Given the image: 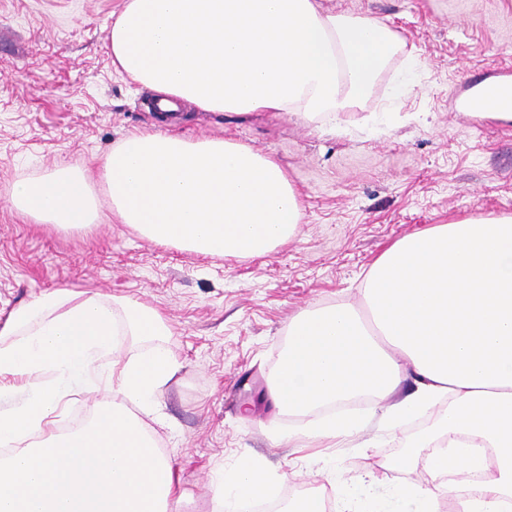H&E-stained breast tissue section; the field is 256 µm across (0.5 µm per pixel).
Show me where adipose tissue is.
<instances>
[{"instance_id":"ef3b65f1","label":"adipose tissue","mask_w":512,"mask_h":512,"mask_svg":"<svg viewBox=\"0 0 512 512\" xmlns=\"http://www.w3.org/2000/svg\"><path fill=\"white\" fill-rule=\"evenodd\" d=\"M115 69L156 99L214 114L333 117L355 107L403 46L382 22L320 0H124L110 32ZM9 206L38 224L86 229L111 210L148 240L211 257H254L293 237L302 205L284 168L224 139L132 134L101 163L99 182L58 164L10 184ZM363 308L299 312L271 374L288 437L333 441L361 429L328 406L371 395L383 427L435 412L386 469L425 465L427 483L383 494L333 486L335 512H441L471 481L459 512H512V216L453 218L405 236L372 265ZM157 313L60 288L0 325V512H172L184 493L145 418L178 371L160 348L118 359L123 336L161 335ZM52 372L43 382V372ZM111 387L88 421L51 431L61 400ZM270 473L243 456L213 485L224 512L265 496Z\"/></svg>"}]
</instances>
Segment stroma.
Masks as SVG:
<instances>
[{"label":"stroma","mask_w":512,"mask_h":512,"mask_svg":"<svg viewBox=\"0 0 512 512\" xmlns=\"http://www.w3.org/2000/svg\"><path fill=\"white\" fill-rule=\"evenodd\" d=\"M381 21L405 45L363 102L337 117L290 112L218 116L184 105L151 111L153 95L112 67L110 30L124 0H0V324L40 293L98 290L159 312L163 336L122 351L164 349L180 366L162 388L158 446L185 492L180 512H213L211 482L250 454L278 491L324 484V459L347 481L424 482L383 470L415 422L368 430L321 454L284 434L294 424L266 396L267 377L305 309L362 306L373 262L398 239L452 217L512 215V121L460 112L470 72L512 69V0H321ZM176 131L268 153L300 194L297 235L267 256L216 258L144 239L107 217L62 232L17 214L8 184L59 163L91 180L119 140ZM249 417H242V409Z\"/></svg>","instance_id":"stroma-1"}]
</instances>
